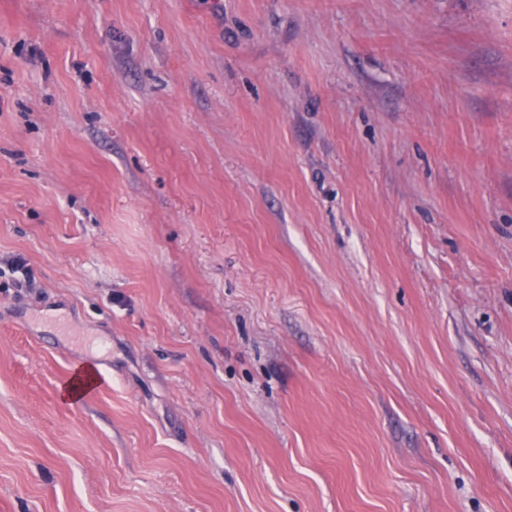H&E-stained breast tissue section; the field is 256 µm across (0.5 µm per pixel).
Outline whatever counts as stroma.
Masks as SVG:
<instances>
[{"label": "stroma", "mask_w": 512, "mask_h": 512, "mask_svg": "<svg viewBox=\"0 0 512 512\" xmlns=\"http://www.w3.org/2000/svg\"><path fill=\"white\" fill-rule=\"evenodd\" d=\"M0 512H512V0H0Z\"/></svg>", "instance_id": "35a3bbf8"}]
</instances>
